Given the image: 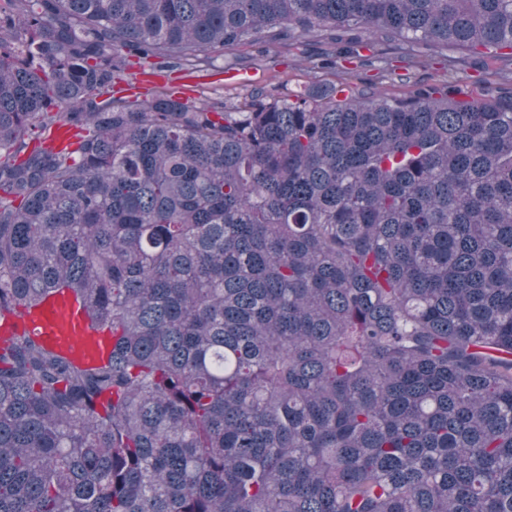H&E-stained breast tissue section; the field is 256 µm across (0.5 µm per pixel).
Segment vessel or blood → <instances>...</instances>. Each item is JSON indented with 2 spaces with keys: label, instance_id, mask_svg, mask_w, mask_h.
<instances>
[{
  "label": "vessel or blood",
  "instance_id": "1",
  "mask_svg": "<svg viewBox=\"0 0 512 512\" xmlns=\"http://www.w3.org/2000/svg\"><path fill=\"white\" fill-rule=\"evenodd\" d=\"M7 321L26 328L47 346L81 363H97L103 354L102 333L89 328L72 300L54 299L22 317L8 316Z\"/></svg>",
  "mask_w": 512,
  "mask_h": 512
}]
</instances>
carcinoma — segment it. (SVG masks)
<instances>
[{
    "mask_svg": "<svg viewBox=\"0 0 512 512\" xmlns=\"http://www.w3.org/2000/svg\"><path fill=\"white\" fill-rule=\"evenodd\" d=\"M512 51V0H0V512H512V100L349 81L234 112L226 47ZM12 323L26 328L47 346L84 364L97 363L105 352L100 341L103 333L88 327L83 312L78 311L71 298L52 299L22 317L7 315L6 324Z\"/></svg>",
    "mask_w": 512,
    "mask_h": 512,
    "instance_id": "carcinoma-1",
    "label": "carcinoma"
}]
</instances>
